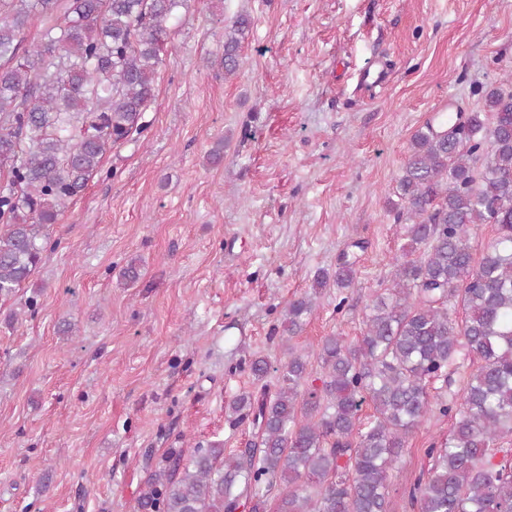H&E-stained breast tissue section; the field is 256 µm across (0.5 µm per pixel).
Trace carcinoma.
Returning <instances> with one entry per match:
<instances>
[{
    "label": "carcinoma",
    "instance_id": "obj_1",
    "mask_svg": "<svg viewBox=\"0 0 512 512\" xmlns=\"http://www.w3.org/2000/svg\"><path fill=\"white\" fill-rule=\"evenodd\" d=\"M184 0H0V297L42 259L40 240L100 170L112 146L143 130L169 23ZM39 42L24 45L29 20ZM251 20L224 24V77L241 68ZM493 121L442 113L413 137L398 179L407 243L362 336L288 348L273 369L249 362L257 392L236 396L229 421L255 430L245 448L175 450L146 480L140 512H388L389 476L431 415L453 419L425 449L409 491L417 512H512V93L491 89ZM495 239L475 258L471 227ZM353 263L314 276L292 300L282 336L303 331L315 295L349 288ZM464 318L456 319L457 309ZM316 355L319 384L309 381ZM477 367L461 396L452 375ZM275 372L276 390L266 378ZM442 382V392L429 385ZM372 412H363L364 404Z\"/></svg>",
    "mask_w": 512,
    "mask_h": 512
}]
</instances>
